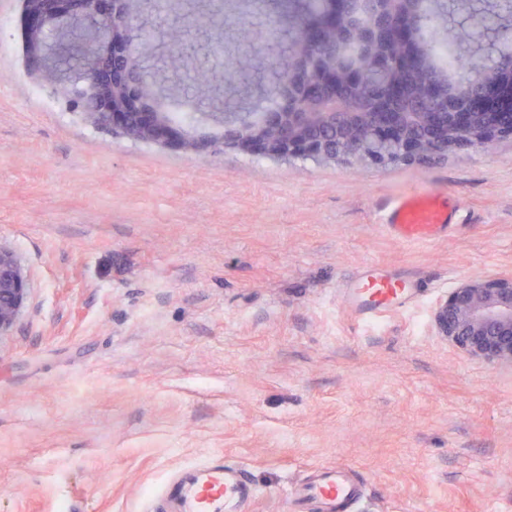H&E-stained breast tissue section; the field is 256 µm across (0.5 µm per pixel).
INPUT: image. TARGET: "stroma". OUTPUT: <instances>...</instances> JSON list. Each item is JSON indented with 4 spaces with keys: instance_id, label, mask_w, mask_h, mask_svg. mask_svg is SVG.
Instances as JSON below:
<instances>
[{
    "instance_id": "obj_1",
    "label": "stroma",
    "mask_w": 512,
    "mask_h": 512,
    "mask_svg": "<svg viewBox=\"0 0 512 512\" xmlns=\"http://www.w3.org/2000/svg\"><path fill=\"white\" fill-rule=\"evenodd\" d=\"M220 13L222 58L242 56L286 8L169 0L133 49L175 109L185 88L165 32ZM18 0H0V243L20 257L25 307L0 337V512H150L148 496L210 456L261 490L311 465L364 482L354 512H512V368L439 336L454 288L512 276V140L411 163L198 154L45 109L21 50ZM406 194L449 203L455 227L405 245L380 223ZM426 283L359 322L365 280Z\"/></svg>"
}]
</instances>
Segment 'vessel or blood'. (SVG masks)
<instances>
[{
    "label": "vessel or blood",
    "mask_w": 512,
    "mask_h": 512,
    "mask_svg": "<svg viewBox=\"0 0 512 512\" xmlns=\"http://www.w3.org/2000/svg\"><path fill=\"white\" fill-rule=\"evenodd\" d=\"M453 215L429 197L406 195L394 201L384 216V226L401 242H426L445 234ZM404 287L377 281L368 289L369 299L359 306L366 322H375L379 301L401 299ZM260 490L240 465L215 458L186 469L164 488L169 512H244ZM362 495V487L350 468L342 464L314 466L306 482L283 488L289 512H349Z\"/></svg>",
    "instance_id": "b4317fda"
}]
</instances>
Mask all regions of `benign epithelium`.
<instances>
[{"mask_svg":"<svg viewBox=\"0 0 512 512\" xmlns=\"http://www.w3.org/2000/svg\"><path fill=\"white\" fill-rule=\"evenodd\" d=\"M494 12L496 30H486L470 41H459L476 66L457 77V97L465 107L455 108L431 85L426 97L442 103L443 112H423L417 104L402 102L392 73L415 64V40L411 29L398 35L404 51L392 59L379 55L387 33L383 0H359L348 8V0H328L329 14L307 26L308 42L294 47L288 58L287 76L261 86L270 89L278 104L254 117L246 112L207 114L224 127L222 147L241 154L274 160H311L332 164L352 157H367L379 164L407 161L470 148L486 150L504 138H512V54L502 49L503 37L512 32V6L505 0H458L462 14L474 4ZM343 23L336 43L321 49V34ZM22 17L28 48L27 66L39 78L59 67V60L39 36L54 28L64 31L74 24L88 32L82 50L84 67L74 78V91L83 103V119L102 123L115 133L159 148L197 154L211 142L179 131L164 120V112L153 105L156 94L142 92L140 59L128 49L132 21L143 28L154 18L150 0H141L140 13L131 18L127 0H22ZM189 31L182 42L183 54L196 58L212 53V43ZM352 43L357 59L339 68L326 69L319 83L309 73L328 56L342 54ZM381 75L358 95L347 87L360 83L361 60ZM28 283L14 250L0 244V336L14 326L28 297ZM436 326L449 343L465 355L490 367L512 366V277L487 276L467 280L448 296L436 312Z\"/></svg>","mask_w":512,"mask_h":512,"instance_id":"benign-epithelium-1","label":"benign epithelium"}]
</instances>
